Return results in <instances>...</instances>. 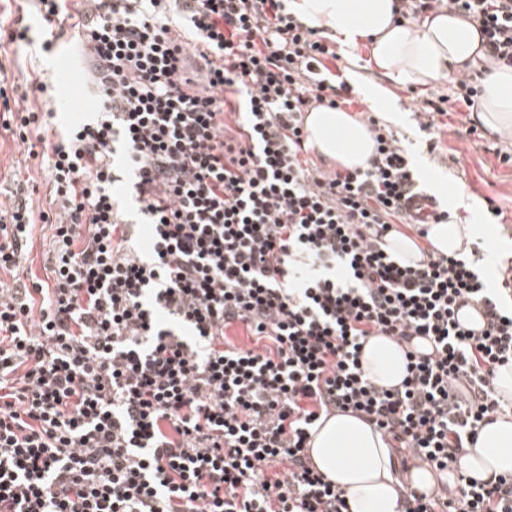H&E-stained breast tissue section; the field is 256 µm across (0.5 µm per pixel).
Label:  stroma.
<instances>
[{"label":"stroma","instance_id":"1","mask_svg":"<svg viewBox=\"0 0 512 512\" xmlns=\"http://www.w3.org/2000/svg\"><path fill=\"white\" fill-rule=\"evenodd\" d=\"M0 27L22 30L25 40L8 45L1 63L6 68L5 96H0V123L11 119L31 94L35 80H49L58 86V95L42 104L52 115L49 138H56L73 123L90 118L96 101L88 79L85 62L70 37H63L51 53L41 49L45 23L36 12L32 0H0ZM368 50L359 46L353 54H340L335 63L339 76L356 71L364 82L387 86L400 110L401 120L393 130L410 151L421 180L440 200H447L448 189L464 192L475 207L471 220L488 224L493 220L488 205L512 214V135L480 129L471 134L473 122L468 108L460 102L448 104V125L439 132L438 149L430 151L426 135L415 121L414 112L424 96L449 97L452 80L445 79L427 86L388 83L378 72L366 69ZM29 147L19 139L0 138V193L11 194L23 187L34 211L47 206V185L50 174L39 160L30 158ZM510 161H503V154Z\"/></svg>","mask_w":512,"mask_h":512}]
</instances>
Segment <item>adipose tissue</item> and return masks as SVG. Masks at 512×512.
Returning a JSON list of instances; mask_svg holds the SVG:
<instances>
[{"label":"adipose tissue","instance_id":"1","mask_svg":"<svg viewBox=\"0 0 512 512\" xmlns=\"http://www.w3.org/2000/svg\"><path fill=\"white\" fill-rule=\"evenodd\" d=\"M287 8L305 26L335 39L345 52L368 42L369 64L397 84L428 85L466 66H478L484 58L476 24L448 14L407 19L399 0H288ZM477 114L495 131L512 130V67L485 73ZM305 128L311 146L337 167H366L374 154L366 125L349 112L312 109ZM486 237L485 225L457 223L433 225L428 235L433 251L451 257L469 254ZM361 363L387 388L400 384L405 373L401 348L384 336L366 343ZM309 454L317 470L343 492L347 512H402V488L390 474L389 450L360 419L330 417L313 437ZM460 464L480 481L512 474V416L495 417L483 426Z\"/></svg>","mask_w":512,"mask_h":512}]
</instances>
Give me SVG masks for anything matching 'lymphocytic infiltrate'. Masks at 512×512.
Returning a JSON list of instances; mask_svg holds the SVG:
<instances>
[{
	"mask_svg": "<svg viewBox=\"0 0 512 512\" xmlns=\"http://www.w3.org/2000/svg\"><path fill=\"white\" fill-rule=\"evenodd\" d=\"M78 2L99 113L52 145L48 210L0 204V272L52 231L45 279L0 289V512H346L309 455L346 413L397 475H434L403 512H512V475L458 465L512 413V260L388 251L451 214L411 210L418 173L375 115L368 166L312 165L306 112L351 93L326 38L284 0ZM401 2L468 18L512 66V0ZM373 336L402 348L400 386L363 369Z\"/></svg>",
	"mask_w": 512,
	"mask_h": 512,
	"instance_id": "lymphocytic-infiltrate-1",
	"label": "lymphocytic infiltrate"
}]
</instances>
